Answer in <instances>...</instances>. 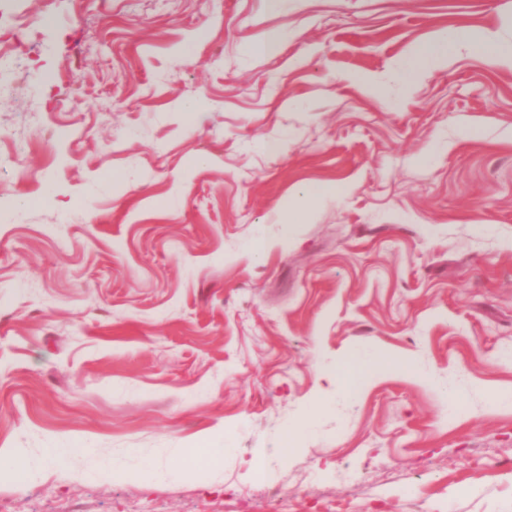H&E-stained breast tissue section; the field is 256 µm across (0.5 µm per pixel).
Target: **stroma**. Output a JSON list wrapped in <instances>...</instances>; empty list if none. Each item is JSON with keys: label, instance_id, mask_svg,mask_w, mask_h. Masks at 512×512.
Wrapping results in <instances>:
<instances>
[{"label": "stroma", "instance_id": "1", "mask_svg": "<svg viewBox=\"0 0 512 512\" xmlns=\"http://www.w3.org/2000/svg\"><path fill=\"white\" fill-rule=\"evenodd\" d=\"M458 26L512 0H0V512H512V62L400 69ZM332 190L333 189L331 187H320L309 190L300 204L293 208L289 207V223L293 224L303 220L318 201ZM381 373V368L373 360L352 362L342 359L336 363L334 371L322 373L321 378L335 391L350 396L377 379Z\"/></svg>", "mask_w": 512, "mask_h": 512}]
</instances>
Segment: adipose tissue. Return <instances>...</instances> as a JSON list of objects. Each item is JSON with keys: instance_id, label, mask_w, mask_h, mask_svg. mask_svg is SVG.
Returning <instances> with one entry per match:
<instances>
[{"instance_id": "ef3b65f1", "label": "adipose tissue", "mask_w": 512, "mask_h": 512, "mask_svg": "<svg viewBox=\"0 0 512 512\" xmlns=\"http://www.w3.org/2000/svg\"><path fill=\"white\" fill-rule=\"evenodd\" d=\"M459 45L476 48L494 64L506 56L496 32L487 30L478 35L469 27L460 26L446 33L437 42L415 51L402 65L404 79L415 83L429 72L446 65L450 50ZM381 373L382 370L375 361L354 362L343 359L337 362L335 370L324 373L323 378L335 391L350 396L377 379Z\"/></svg>"}]
</instances>
